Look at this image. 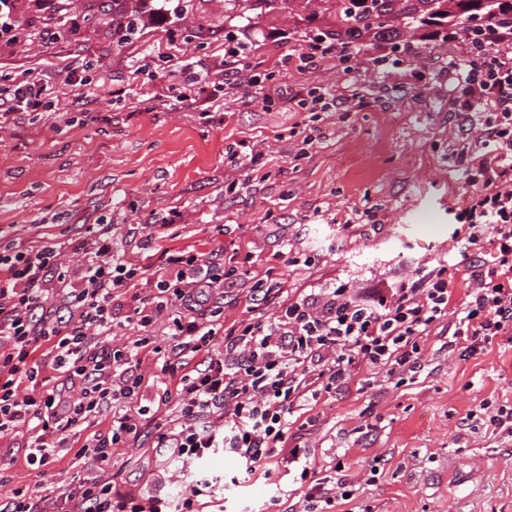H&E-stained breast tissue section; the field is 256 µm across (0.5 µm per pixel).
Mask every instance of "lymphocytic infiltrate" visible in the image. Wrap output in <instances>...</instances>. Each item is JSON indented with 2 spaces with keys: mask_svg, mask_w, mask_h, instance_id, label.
<instances>
[{
  "mask_svg": "<svg viewBox=\"0 0 512 512\" xmlns=\"http://www.w3.org/2000/svg\"><path fill=\"white\" fill-rule=\"evenodd\" d=\"M512 24L487 19L464 38L458 79L467 114L486 113L475 144L464 146L459 170L471 192L454 221L468 225L472 259L454 305L447 265L416 268L373 286L342 283L286 294L273 315L254 302L247 315L225 324L224 290L234 268L223 250L170 254L155 272L156 291L118 320L116 297L134 289L142 268L114 252L111 225L73 242L83 263L69 287L54 282L58 244L0 242V439L25 435L29 465L68 460L92 463L94 476L60 494L66 512H200L214 479L182 464L231 449L248 476L270 479L271 461L295 463L304 489L302 512L348 500L345 483L314 481L307 459L289 435L296 406L339 390L354 368L394 376L412 370L420 344L448 322V352L465 361L492 344L512 346ZM167 320L156 345L106 348L130 323L148 329ZM151 347L161 373L184 354L197 363L159 399L145 397L133 365ZM116 405L106 433L76 444V427L94 424ZM170 466L158 481L180 486L172 495L118 482L112 451L137 439L145 420Z\"/></svg>",
  "mask_w": 512,
  "mask_h": 512,
  "instance_id": "lymphocytic-infiltrate-1",
  "label": "lymphocytic infiltrate"
}]
</instances>
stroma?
Returning a JSON list of instances; mask_svg holds the SVG:
<instances>
[{
  "label": "stroma",
  "instance_id": "obj_1",
  "mask_svg": "<svg viewBox=\"0 0 512 512\" xmlns=\"http://www.w3.org/2000/svg\"><path fill=\"white\" fill-rule=\"evenodd\" d=\"M11 2L12 30L0 35V100L30 79L58 91L67 109L21 110L0 126L6 238L77 241L108 224L115 252L149 275L165 251L223 249L242 272L224 295L228 322L268 277L290 290L374 283L442 262L467 266L465 232L452 213L470 189L455 160L477 132L454 106L459 89L448 68L461 54L460 33L442 39L433 28L409 27L340 58L315 40L335 0ZM59 21L66 34L57 39ZM229 33L242 46L234 57L224 54ZM295 49L314 54L308 72L282 66ZM71 68L81 84H67ZM191 74L208 99L184 97ZM315 86L339 92L335 111L299 107ZM266 91L275 96L268 104ZM307 126L319 142L302 156L298 132ZM244 140L260 154L255 168L232 157ZM422 198L446 200L448 215L428 210L411 222ZM372 206L376 223H349L352 209ZM166 219L171 234L157 243L125 234ZM485 400L512 403V347L461 361L434 334L403 381L354 369L339 391L304 406L314 425L291 433L317 478L352 486L334 512H512V438L468 418ZM25 455L20 447L0 458L9 478L0 501L15 488L54 500L94 473L64 460L35 468ZM159 463L146 426L137 442L115 449L112 470L149 488ZM203 466L224 479L211 512L300 510L287 464L271 485L246 478L228 450ZM370 472L374 481L364 482Z\"/></svg>",
  "mask_w": 512,
  "mask_h": 512
}]
</instances>
